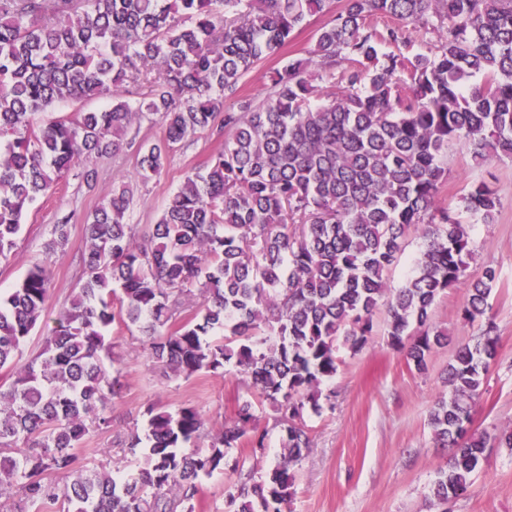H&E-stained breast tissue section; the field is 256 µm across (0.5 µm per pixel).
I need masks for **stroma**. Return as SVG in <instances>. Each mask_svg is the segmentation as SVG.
I'll use <instances>...</instances> for the list:
<instances>
[{"mask_svg":"<svg viewBox=\"0 0 512 512\" xmlns=\"http://www.w3.org/2000/svg\"><path fill=\"white\" fill-rule=\"evenodd\" d=\"M220 148L208 133L195 134L178 144L165 170L144 185L134 180L137 159L131 149L94 159L93 184H85L81 169H73L54 193L40 197L26 214L16 247L0 259V290L12 287L33 262L41 261L49 270L54 300L64 301L80 280L84 219L111 196L113 188L133 186L129 223H157L185 171L205 165ZM446 163L448 176L440 187L439 204L456 205L464 184L474 179L490 182L501 201L494 223L469 227L476 253L470 274H479L487 264L499 273L488 299V314L499 336L498 355L489 367L474 420L478 431L492 434L512 427V160L479 164L467 145L453 143ZM65 217L71 224L66 246L47 251L53 225ZM465 300L461 288L448 289L436 300L432 323L447 330L448 344L429 355L426 372H418L404 351L390 345L381 311L374 315L372 334L359 352L339 348L337 372L322 386L331 406L318 415L304 413L315 447L295 469L293 496L283 504V512H430V487L445 466L448 451L434 444L429 411L444 389L445 372L458 346L485 327L484 321L464 319ZM111 336L122 383L114 400L118 430L143 421L153 405H193L207 425L217 426L232 419L248 397L243 378L235 371L167 380L154 369L141 336L118 327ZM255 413L265 438L262 447L247 448L245 453L250 464L268 470L279 460L281 432L273 426L268 404H256ZM239 454L231 451L223 471L201 478L195 512H224V493L236 479ZM447 510L512 512V450L489 449L467 491L450 499Z\"/></svg>","mask_w":512,"mask_h":512,"instance_id":"obj_1","label":"stroma"}]
</instances>
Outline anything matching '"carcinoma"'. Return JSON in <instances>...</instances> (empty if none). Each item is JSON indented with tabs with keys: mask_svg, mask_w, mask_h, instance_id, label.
Returning a JSON list of instances; mask_svg holds the SVG:
<instances>
[{
	"mask_svg": "<svg viewBox=\"0 0 512 512\" xmlns=\"http://www.w3.org/2000/svg\"><path fill=\"white\" fill-rule=\"evenodd\" d=\"M334 3L0 0L1 258L30 205L72 169L131 147L134 123L157 116L164 131L136 149L144 184L189 136L224 141L186 172L157 223H127L124 185L85 217L79 287L21 366L51 304L46 265L0 294V369L14 370L0 388V489L19 490L15 512H195L200 478L252 443L249 400L212 429L194 406L152 405L144 434L116 443L135 468L83 464L74 449L114 429L121 384L102 363L114 324L138 331L167 376L231 366L272 406L281 460L265 473L236 465L224 503L282 512L314 447L304 411L322 410L337 343L358 352L383 306L391 344L423 371L448 343L430 324L442 292L465 288L464 316H486L498 272L467 273L474 250L460 213L492 224L500 199L482 180L455 207L437 196L450 142L480 163L512 159V0ZM315 15L325 20L314 47L273 69L262 98L240 94L243 77ZM419 33L431 35L423 51ZM104 96L111 103L74 119L49 114ZM411 228L425 249L391 289L386 274ZM70 229L53 225L48 249ZM498 345L489 322L460 346L430 411L433 439L448 449L431 487L437 507L467 490L486 449H512V427L470 429Z\"/></svg>",
	"mask_w": 512,
	"mask_h": 512,
	"instance_id": "obj_1",
	"label": "carcinoma"
}]
</instances>
